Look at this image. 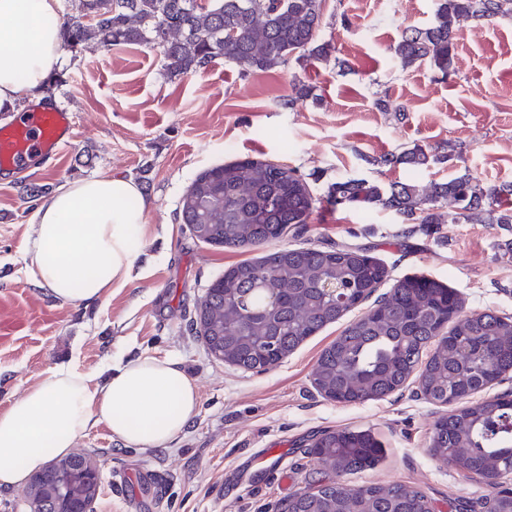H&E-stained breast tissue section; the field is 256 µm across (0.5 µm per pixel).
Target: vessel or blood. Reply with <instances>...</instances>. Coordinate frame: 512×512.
<instances>
[{
	"label": "vessel or blood",
	"instance_id": "b4317fda",
	"mask_svg": "<svg viewBox=\"0 0 512 512\" xmlns=\"http://www.w3.org/2000/svg\"><path fill=\"white\" fill-rule=\"evenodd\" d=\"M76 138L67 109L50 106L12 114L0 122V172H23L33 158L52 160Z\"/></svg>",
	"mask_w": 512,
	"mask_h": 512
}]
</instances>
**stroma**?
<instances>
[{
  "label": "stroma",
  "instance_id": "1",
  "mask_svg": "<svg viewBox=\"0 0 512 512\" xmlns=\"http://www.w3.org/2000/svg\"><path fill=\"white\" fill-rule=\"evenodd\" d=\"M437 4L324 0L319 39L330 55L266 72L218 58L171 77L150 45L64 52L63 82L51 97L74 113L78 138L53 164L0 174V410L58 366L103 374L141 354L181 360L200 399L198 415L165 448L125 447L103 424L76 440L101 473L92 512H277L305 485V440L344 428L371 430L385 444L375 468L347 476L351 486L416 488L436 512L512 489V474L496 487L433 456V424L448 408L415 385L363 403L320 395L312 371L343 323L262 372L216 359L191 328L211 282L262 255L200 243L178 221L186 189L209 168L266 158L297 170L317 197L347 178L387 187L467 175L512 185V17L461 21L448 73L425 61L402 67L393 45L406 27L430 26ZM380 97L388 111L376 108ZM417 146L435 161L377 163ZM103 174L139 181L150 200L135 278L106 301L64 306L26 266L36 208L21 188L47 195ZM336 244L367 249L389 282L423 274L455 288L466 311L512 317V224H406L378 206L324 204L280 242Z\"/></svg>",
  "mask_w": 512,
  "mask_h": 512
}]
</instances>
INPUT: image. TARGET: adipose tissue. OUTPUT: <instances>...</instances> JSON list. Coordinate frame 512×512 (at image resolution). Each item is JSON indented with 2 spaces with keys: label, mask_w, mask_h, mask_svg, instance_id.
Listing matches in <instances>:
<instances>
[{
  "label": "adipose tissue",
  "mask_w": 512,
  "mask_h": 512,
  "mask_svg": "<svg viewBox=\"0 0 512 512\" xmlns=\"http://www.w3.org/2000/svg\"><path fill=\"white\" fill-rule=\"evenodd\" d=\"M60 0H0V108L39 101L61 69ZM147 201L129 178L77 179L45 197L26 259L36 281L72 306L102 302L133 280ZM199 395L180 362L139 356L105 379L68 367L50 372L0 410V488L21 486L91 427L124 445L167 447L198 414Z\"/></svg>",
  "instance_id": "obj_1"
}]
</instances>
